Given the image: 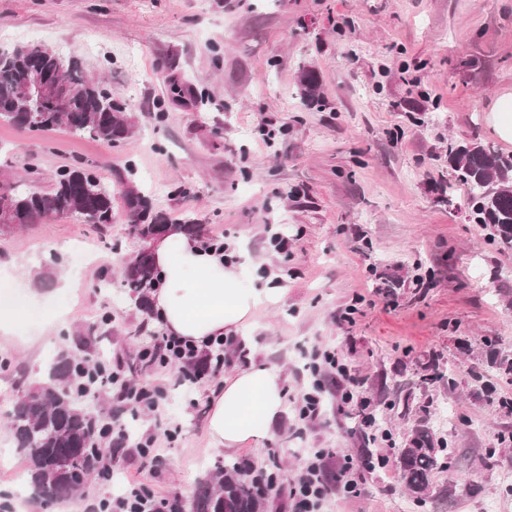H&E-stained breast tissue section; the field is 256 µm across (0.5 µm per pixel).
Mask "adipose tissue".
<instances>
[{
  "label": "adipose tissue",
  "mask_w": 512,
  "mask_h": 512,
  "mask_svg": "<svg viewBox=\"0 0 512 512\" xmlns=\"http://www.w3.org/2000/svg\"><path fill=\"white\" fill-rule=\"evenodd\" d=\"M161 285L152 307L169 333L199 343L245 328L255 310L283 302L287 290L273 282L244 286L242 265L204 249L179 227H171L154 250ZM285 410L277 368L250 363L224 382L211 399L207 431L212 442L231 449L264 436Z\"/></svg>",
  "instance_id": "ef3b65f1"
}]
</instances>
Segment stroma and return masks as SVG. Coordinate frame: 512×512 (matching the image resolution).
Returning a JSON list of instances; mask_svg holds the SVG:
<instances>
[{
	"mask_svg": "<svg viewBox=\"0 0 512 512\" xmlns=\"http://www.w3.org/2000/svg\"><path fill=\"white\" fill-rule=\"evenodd\" d=\"M41 44L101 76L135 119L132 136L107 147L63 131L32 133L0 122V182L36 172L50 189L80 164L112 193L132 184L168 217L221 235L225 256L246 255L256 277L288 289L260 308L224 369L180 383L177 366L129 372L138 386L165 391L163 415L133 411L116 388L85 404L111 406L135 436L179 429L152 461L126 448L109 481L88 499L116 496L128 471L181 496L232 459L299 474L301 448H337L378 458L352 474L359 497L331 492L324 512H416L397 458L408 433L429 428L452 451L433 477L428 512H512V411L499 396L512 374L490 351L512 355V249L474 223L465 188L448 162L452 143L477 141L504 155L487 116L512 91V0H0V49ZM473 66H466V59ZM317 72L321 102L306 106L301 69ZM189 83L177 100L171 80ZM267 131L270 146L257 143ZM286 238L277 250L273 236ZM137 242L116 222L94 228L46 217L0 231V281L33 293L28 341L0 335V507L65 512L17 494L25 465L6 430L11 403L34 386L57 350L91 335L93 350L132 363L164 332L130 302L114 263ZM68 276L72 288L60 291ZM68 324L44 333L49 307ZM331 348L349 363L371 401L376 434L356 406L327 397L312 424L297 399L313 376L302 350ZM279 367L281 419L262 439L213 445L210 399L224 376L249 362Z\"/></svg>",
	"mask_w": 512,
	"mask_h": 512,
	"instance_id": "obj_1",
	"label": "stroma"
}]
</instances>
